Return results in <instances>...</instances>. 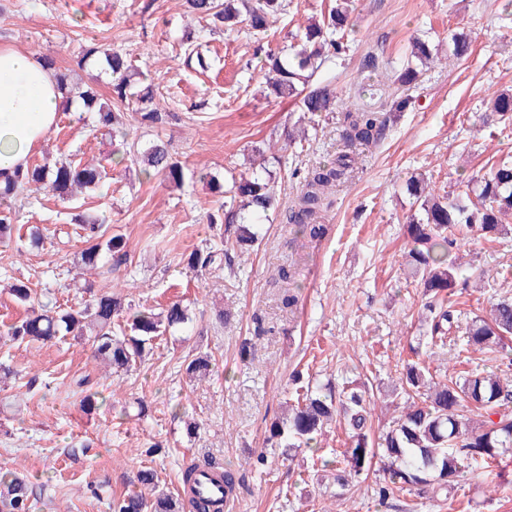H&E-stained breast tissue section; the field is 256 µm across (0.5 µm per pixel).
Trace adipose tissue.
<instances>
[{
	"label": "adipose tissue",
	"instance_id": "obj_1",
	"mask_svg": "<svg viewBox=\"0 0 512 512\" xmlns=\"http://www.w3.org/2000/svg\"><path fill=\"white\" fill-rule=\"evenodd\" d=\"M62 107L52 72L31 53L0 45V177L27 167Z\"/></svg>",
	"mask_w": 512,
	"mask_h": 512
}]
</instances>
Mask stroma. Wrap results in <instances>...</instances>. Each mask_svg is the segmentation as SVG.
<instances>
[{
    "label": "stroma",
    "instance_id": "obj_1",
    "mask_svg": "<svg viewBox=\"0 0 512 512\" xmlns=\"http://www.w3.org/2000/svg\"><path fill=\"white\" fill-rule=\"evenodd\" d=\"M333 4L290 0L264 35L252 36L211 28L187 14L182 0H0V45L52 58L83 83L96 75L81 64L90 43L120 50L156 85L171 114L159 130L131 123L121 141L97 128L93 113H60L31 163L87 162L125 143L140 151L160 136L170 140L187 175L177 188L124 161L113 165L101 192L73 201L27 193L10 204L16 232L0 244V323L29 312L8 293L18 279L43 302L82 300L75 260L84 243L73 222L82 212L105 218L129 250L119 269L92 276L94 289L123 287L127 301L157 311L180 300L191 315L187 325L155 340L140 367L120 376L106 374L88 344L70 336L43 346L0 338V364L14 372L0 384V468L31 482V512H110L113 499L139 490L137 475L145 468L177 495L185 463L207 460L234 472L233 512H320L324 506L329 512H512L507 459L469 468L448 497L405 490L383 502L376 494L383 474L374 469L338 493L333 465L344 448L342 428L327 429L315 452L290 460L265 444L270 422L295 388L296 371L334 390L346 381L372 385L373 431L388 429L405 403L395 386L420 335L423 299L420 286L403 275L406 225L414 212L405 182L423 173L439 194L453 197L461 182L488 172L490 162L512 158V136L495 137V125L483 121L489 97L512 91V0H355L347 49L318 77L334 89L335 103L303 121L291 100L265 92L261 67L266 52L294 44L307 19L322 17ZM188 29L208 56V69L190 61L182 44ZM452 30L470 35V54L435 64L411 87L399 86L395 72L413 40L443 47ZM406 95L412 107L392 112L393 101ZM355 107L387 117L385 134L356 146L354 171L333 188L321 214L327 235L300 244L278 211L296 200L309 170L343 150V115ZM298 120L305 140L285 144ZM261 143L281 160L278 211L255 217L261 241L235 258L233 270L190 271L183 253L224 240L209 226L222 199L195 171L225 181L241 176ZM507 224L508 233L496 241L471 234L450 250L471 282L458 297L457 328L429 360L437 378L478 370L512 381V355L464 351L457 342L474 316L512 298V282L499 279L512 273V218ZM33 225L43 233L36 246L29 240ZM286 266L299 284L291 308L277 281ZM221 309L228 312L222 322L216 318ZM197 352L210 353L217 368L210 380L193 384L182 362ZM82 377L98 397L91 412L75 386ZM141 401L149 407L143 416ZM190 422L197 426L191 435ZM261 452L263 467L256 462Z\"/></svg>",
    "mask_w": 512,
    "mask_h": 512
}]
</instances>
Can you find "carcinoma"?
<instances>
[{
    "mask_svg": "<svg viewBox=\"0 0 512 512\" xmlns=\"http://www.w3.org/2000/svg\"><path fill=\"white\" fill-rule=\"evenodd\" d=\"M187 11L200 19L218 22L233 31L245 27L255 34L267 30L268 19L286 12L285 0H184ZM352 0H335L327 16L304 28L300 44L282 54H268L264 61L267 81L277 97L297 101L298 110L316 114L330 110L334 95L326 85L314 83L327 49L344 52L343 38L352 29ZM470 43L463 33L448 34V57L459 60L468 54ZM97 60L112 74V103L100 98L92 87L68 82L48 57L41 62L54 74L58 88L64 91V103L78 98L87 108H97V123L115 135H126L125 113L118 106L135 107L137 120L149 127L167 123L169 113L160 108L158 89L149 83L134 81L126 55L93 45L84 55ZM490 110L501 129L512 126V94L500 93L490 100ZM343 138L349 143L376 142L384 134L385 121L378 113L361 108L344 116ZM146 175H160L180 186L184 183L183 167L172 159L168 144L156 138L136 157ZM352 157L340 152L308 172L298 202L282 213L295 237L319 239L327 225L318 223L327 204L325 191L341 182L351 168ZM112 155L95 164L61 161L54 166L29 165L24 171L0 180V201L8 205L12 197L34 190L60 199H71L78 192H94L103 184L106 166ZM199 178L207 175L199 173ZM209 179V178H207ZM477 180L465 184L463 194L472 191ZM477 202L436 196L427 179L412 175L406 192L419 202L421 215L412 216L407 224L406 278L423 288L426 330L417 345L410 346L414 358L406 360L400 372L398 389L407 398L401 414L389 430L371 436L370 396L366 387L345 385L338 393L324 394L306 387L289 404L288 417L274 420L267 442L284 454L309 449L323 429L336 423L343 426L347 439L342 460L336 467L335 482L340 489L370 471L375 460L383 463V482L377 495L385 501L408 487L435 495L455 487L463 469L471 463L494 461L512 455V383L499 376L468 371L456 379L437 380L419 359L420 346L433 349L447 344L450 330L461 311L457 296L467 280H459L458 269L448 260V249L457 236L476 232L494 241L505 231L502 215L512 212V160L493 165L490 174L479 181ZM212 191L224 196V213L220 223L233 228L234 238L224 240L220 250L195 249L183 258L186 267L203 272L221 264L231 265V253L252 246L258 240L249 216L269 210L275 200V176L267 166L252 170L247 177L232 179L231 186L209 179ZM211 221V224L218 223ZM85 248L79 254L85 271L104 267L117 268L127 261L126 243L120 235H109L102 220L92 215L79 218ZM190 320L189 309L180 301L169 303L161 312L135 310L114 292H102L67 308L32 312L7 327L4 336L13 342L47 343L71 335L90 342L96 362L112 371L128 372L150 352L152 342L167 330L179 328ZM512 299H503L491 307V317H475L465 332L464 344L480 351L511 352ZM214 372L211 358L201 352L185 365L188 377L202 381ZM205 467L220 474L224 494L236 490L234 473L219 465ZM200 467L182 470L181 481L189 494L174 498L159 489L154 470H142L138 482L151 496L135 491L112 503V512H218L217 500L199 488ZM31 484L11 470L0 469V512H31Z\"/></svg>",
    "mask_w": 512,
    "mask_h": 512,
    "instance_id": "1",
    "label": "carcinoma"
}]
</instances>
